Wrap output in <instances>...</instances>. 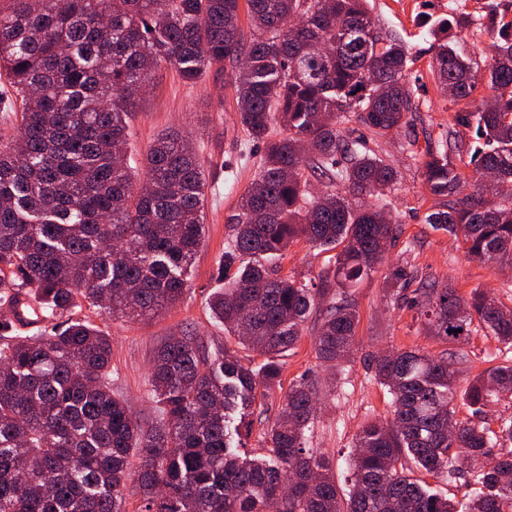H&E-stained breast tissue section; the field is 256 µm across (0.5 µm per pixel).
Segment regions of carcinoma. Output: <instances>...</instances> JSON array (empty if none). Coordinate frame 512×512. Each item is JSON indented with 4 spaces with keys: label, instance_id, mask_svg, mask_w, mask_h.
Instances as JSON below:
<instances>
[{
    "label": "carcinoma",
    "instance_id": "carcinoma-1",
    "mask_svg": "<svg viewBox=\"0 0 512 512\" xmlns=\"http://www.w3.org/2000/svg\"><path fill=\"white\" fill-rule=\"evenodd\" d=\"M367 2L246 0L248 39L240 0L0 3V69L25 102L18 135L0 148V301L14 313L25 293L30 313L59 320L47 336L0 344V512H125L130 484L143 512H512V449L503 451L512 418L496 430L484 418L512 392V309L484 289L463 296L419 283L406 266L385 276L390 300L416 310L449 349L374 358L391 417L355 435L348 498L330 459L306 447L319 394L313 381L288 388L264 434L269 456L247 460L233 450L231 414L280 382L277 356L323 302L317 355L338 366L350 360L358 323L350 289L382 264L383 246L395 238L388 214L396 171L338 129L354 117L386 136L418 111L408 52L379 35ZM425 25L437 42L433 76L454 88L452 104L482 85L495 98L491 110L455 113L471 132L468 150L452 139L427 146L425 182L447 198L427 223L462 236L473 261H511L512 195L477 180L464 193L459 166L512 183V19L492 4L479 23L495 50L485 66L457 40L456 14ZM318 42L334 54L308 50ZM244 54L249 63L234 76L240 123L264 156L234 215L224 290L209 308L266 362L254 369L235 350L209 352L199 336L166 339L151 378L160 419L144 427L112 392L109 336L70 315L83 302L148 320L179 302L203 238L207 176L183 137H158L139 181L114 148L128 144L132 112L157 71L171 68L196 85L211 65ZM273 123L288 135L272 136ZM311 176L329 180L325 194L309 192ZM355 191L371 200L352 202ZM301 238L336 251L333 274L318 288L267 264ZM478 331L504 345L503 362L470 382L471 417L460 420L455 364ZM132 455L140 459L135 471ZM407 457L434 478L470 476L463 510L407 475Z\"/></svg>",
    "mask_w": 512,
    "mask_h": 512
}]
</instances>
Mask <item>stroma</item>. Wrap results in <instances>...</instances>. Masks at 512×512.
Segmentation results:
<instances>
[{"label":"stroma","instance_id":"1","mask_svg":"<svg viewBox=\"0 0 512 512\" xmlns=\"http://www.w3.org/2000/svg\"><path fill=\"white\" fill-rule=\"evenodd\" d=\"M512 19V0H369L368 7L379 21L382 34L401 40L411 59L409 85L415 91L418 112L398 133L377 136L358 121L341 125L343 135L369 140L375 152L397 172L393 195V222L397 237L386 253L385 265L355 288L352 299L359 314L355 352L343 373H333L314 349L313 338L321 325L313 314L294 347L282 357L280 386L267 391L245 409L235 438L241 455L263 457V434L278 416L289 386L300 379H318L320 405L308 446L328 457L336 473L341 494L350 490L348 453L359 426L371 418H388L390 396L379 385L372 358L384 350L421 349L435 354L443 343L425 330L415 310L391 304L385 290L387 267L408 264L420 278L453 288L465 295L483 288L512 307V263H479L468 260L462 239L426 224V216L444 203L433 196L418 165V156L428 143L447 138L454 108L435 81L430 64L431 38L418 21L424 15L438 17L448 10L462 16L465 24L458 35L478 61H491L494 50L478 19L489 4ZM232 62L209 67L197 85L182 81L171 69L158 72L138 102L131 123V161H141L154 140L172 132L192 140L204 167L206 191L204 237L192 264L183 300L150 320L112 318L102 309L75 308L74 318L89 319L112 341V387L123 396L137 419L152 425L159 413L149 383L150 367L157 348L170 336H200L207 346L236 348L234 337L210 315L209 300L223 282L219 264L230 240V218L240 198L257 176L263 145L242 127L233 84ZM333 269V255L300 241L289 249L281 273L307 280ZM466 359L458 366L456 400L459 418H468L463 394L469 381L499 362L498 343L481 335L465 344Z\"/></svg>","mask_w":512,"mask_h":512}]
</instances>
